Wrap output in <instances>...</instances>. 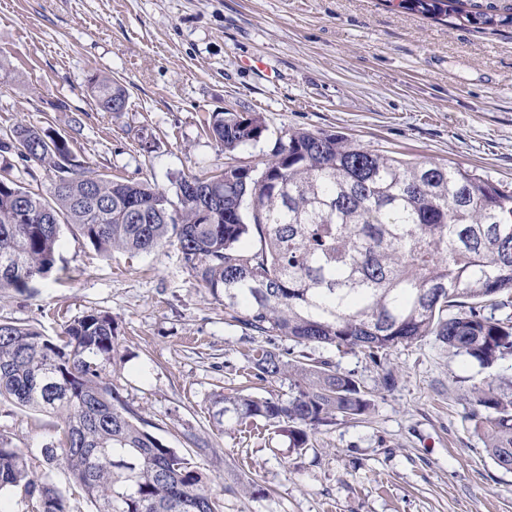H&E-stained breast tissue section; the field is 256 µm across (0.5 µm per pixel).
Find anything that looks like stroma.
<instances>
[{
  "mask_svg": "<svg viewBox=\"0 0 512 512\" xmlns=\"http://www.w3.org/2000/svg\"><path fill=\"white\" fill-rule=\"evenodd\" d=\"M96 74L126 86V112L96 109ZM224 110L267 126L231 157L239 163L304 128L512 190V28L436 21L399 0H0L2 130L38 126L65 137L85 170L172 197L180 177L231 159L206 124ZM57 264L26 290L0 289V321L52 336L87 312L111 315L118 346L105 373L153 434L212 476L213 491L251 482L225 494L224 512H512V471L465 418L473 384L512 377V357L481 372L431 339L400 346L387 354V390L362 352L326 350L375 406L298 453L284 437L216 430L214 395L283 388L249 375L252 350L270 339L225 322L223 299L176 244L105 255L66 231ZM0 436L38 463L56 420L2 401Z\"/></svg>",
  "mask_w": 512,
  "mask_h": 512,
  "instance_id": "1",
  "label": "stroma"
}]
</instances>
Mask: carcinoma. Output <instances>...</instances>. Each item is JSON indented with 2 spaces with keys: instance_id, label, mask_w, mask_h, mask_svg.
I'll list each match as a JSON object with an SVG mask.
<instances>
[{
  "instance_id": "cac0c4a2",
  "label": "carcinoma",
  "mask_w": 512,
  "mask_h": 512,
  "mask_svg": "<svg viewBox=\"0 0 512 512\" xmlns=\"http://www.w3.org/2000/svg\"><path fill=\"white\" fill-rule=\"evenodd\" d=\"M440 20L512 27V5L402 0ZM87 92L102 112L126 111L128 92L108 76ZM209 131L226 153L259 141V114L218 112ZM14 153L66 182L49 196L0 172V288L24 290L56 265L66 228L104 254L149 253L176 243L194 277L224 295V315L277 337L249 369L288 382L287 397L220 393L213 419L262 421L302 452L310 434L359 420L374 406L354 375L316 349L359 350L377 366L400 345L432 337L488 370L512 356V192L460 167L406 161L344 135L298 128L240 174L227 165L177 183L178 203L145 182L84 170L67 139L18 124L0 134ZM112 316L90 311L47 336L0 321V400L52 414L58 443L42 469L0 438V492L22 490L38 512H70L52 482L59 460L95 512H223L208 476L149 431L103 376L117 346ZM468 420L498 467L512 470V378L473 387Z\"/></svg>"
}]
</instances>
